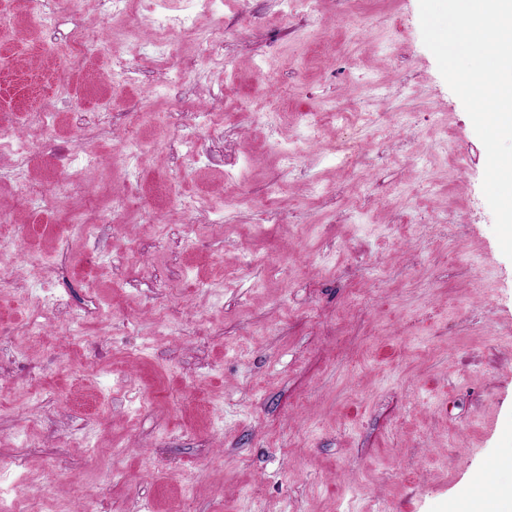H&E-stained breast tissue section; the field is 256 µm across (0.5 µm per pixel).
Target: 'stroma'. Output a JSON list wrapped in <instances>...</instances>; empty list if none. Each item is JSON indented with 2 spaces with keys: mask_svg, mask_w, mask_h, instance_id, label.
Listing matches in <instances>:
<instances>
[{
  "mask_svg": "<svg viewBox=\"0 0 512 512\" xmlns=\"http://www.w3.org/2000/svg\"><path fill=\"white\" fill-rule=\"evenodd\" d=\"M180 3L57 0L40 23L29 0H0V124L28 149L0 153V494L15 512H78L77 485L109 512H459L512 446V261L418 0H318L288 24L279 0L191 11L193 28L223 26L230 68L153 25ZM80 40L91 52L59 62ZM165 63L190 67L168 93ZM326 102L354 119V168L331 156L335 127L310 143L296 121ZM245 106L278 116L251 124ZM192 110L219 131L164 121ZM43 111L53 129L28 121ZM403 111L413 127L382 143L359 118ZM132 131L150 151L119 150ZM182 132L204 145L191 169ZM297 140L296 168L268 151ZM61 179L103 208L127 194L125 215L88 239L82 194L47 210L20 191ZM274 183L284 224L258 217Z\"/></svg>",
  "mask_w": 512,
  "mask_h": 512,
  "instance_id": "35a3bbf8",
  "label": "stroma"
}]
</instances>
